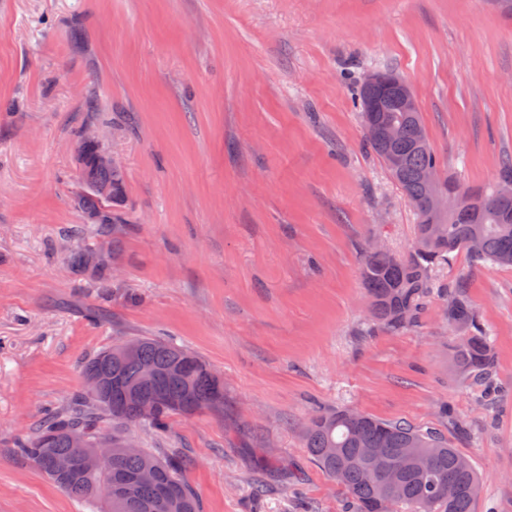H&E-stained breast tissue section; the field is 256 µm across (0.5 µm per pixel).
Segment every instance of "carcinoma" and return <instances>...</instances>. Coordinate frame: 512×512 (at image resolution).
<instances>
[{
	"label": "carcinoma",
	"mask_w": 512,
	"mask_h": 512,
	"mask_svg": "<svg viewBox=\"0 0 512 512\" xmlns=\"http://www.w3.org/2000/svg\"><path fill=\"white\" fill-rule=\"evenodd\" d=\"M386 119L403 129L400 142L387 148L373 131V121L362 114L365 139L371 150L386 161L388 151L402 158L390 175L411 204L415 215L413 244L403 257L390 252L363 253L361 278L369 299V318L384 328L399 332L417 322L424 299L430 293L434 266L452 253H463L476 266L485 263L512 265V199L498 196V187L512 182V160L503 163L494 182L485 190L463 189L445 176L439 191L456 192L463 202L459 214L442 217L432 211V189L421 174L439 165L418 112H388ZM88 178L112 185V194L123 199L125 169L87 170ZM93 190L85 189L80 208L97 213L92 242L70 253L72 268L82 270L90 256L98 257L92 282L112 287V262L127 224L115 209ZM448 326L461 332L453 345L457 375L482 385L493 367L488 336L477 322L471 305L460 295H448ZM133 357L116 354L114 344L84 362L82 374L110 372L122 385L92 393L84 388L64 409L45 413L33 432L19 444L22 456L34 466L52 456L66 455L73 462L64 475L43 471L54 484L73 498L104 503L106 512H201L199 496L181 473L177 455L161 457L147 448L132 452L120 433L99 431L105 421L123 426L147 424L167 428L175 415L193 416L209 411L224 413V394L217 393L209 365L199 357L179 375L173 365L187 352L182 346L149 337L137 339ZM152 365L155 377L141 380V367ZM137 389L144 399L156 403L144 416L127 390ZM308 455L344 489L349 512H474L478 481L470 462L448 438L431 427L405 421L383 422L370 415L342 409L317 412L303 433ZM107 444L112 457L101 470L87 472L81 462L90 449ZM376 476L367 479L368 469ZM459 492L448 496V485Z\"/></svg>",
	"instance_id": "carcinoma-1"
}]
</instances>
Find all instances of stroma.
Here are the masks:
<instances>
[{
  "label": "stroma",
  "mask_w": 512,
  "mask_h": 512,
  "mask_svg": "<svg viewBox=\"0 0 512 512\" xmlns=\"http://www.w3.org/2000/svg\"><path fill=\"white\" fill-rule=\"evenodd\" d=\"M384 69L441 168L491 183L512 156V14L491 0H0V512H97L15 443L141 336L224 378L223 414L125 431L183 457L203 512H347L303 443L337 408L437 429L478 475L474 512H512V266L452 254L414 326L368 324L365 248L414 239L356 105ZM88 127L126 171L106 296L69 262ZM455 286L492 344L489 395L452 368Z\"/></svg>",
  "instance_id": "stroma-1"
}]
</instances>
